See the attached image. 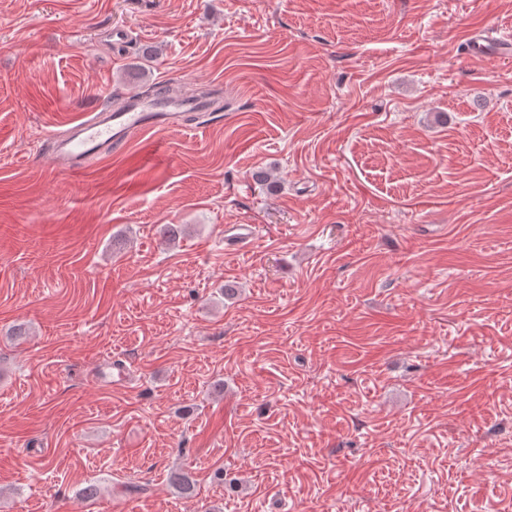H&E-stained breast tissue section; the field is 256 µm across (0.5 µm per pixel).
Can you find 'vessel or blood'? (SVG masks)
<instances>
[{"instance_id":"vessel-or-blood-1","label":"vessel or blood","mask_w":512,"mask_h":512,"mask_svg":"<svg viewBox=\"0 0 512 512\" xmlns=\"http://www.w3.org/2000/svg\"><path fill=\"white\" fill-rule=\"evenodd\" d=\"M467 47L473 56H512V39L488 30L471 35ZM197 103L193 94L172 83L159 100L128 94L120 107L100 109L66 130L50 132L45 138L49 157L62 171L77 173L90 159L117 150L136 134L183 129L187 109Z\"/></svg>"}]
</instances>
